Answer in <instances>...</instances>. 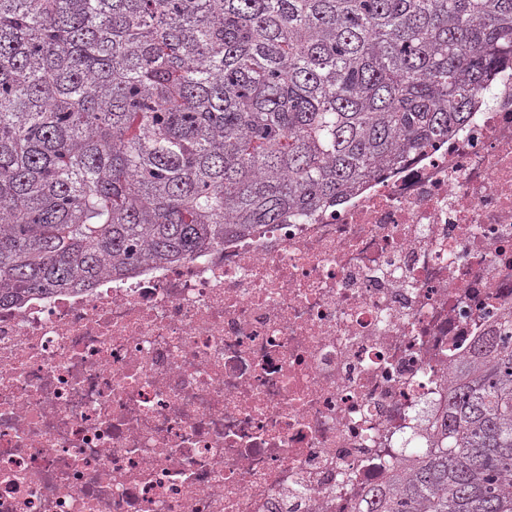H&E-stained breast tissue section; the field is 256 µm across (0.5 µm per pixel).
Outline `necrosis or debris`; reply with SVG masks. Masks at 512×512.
<instances>
[{"mask_svg": "<svg viewBox=\"0 0 512 512\" xmlns=\"http://www.w3.org/2000/svg\"><path fill=\"white\" fill-rule=\"evenodd\" d=\"M512 307V68L307 224L0 306V512H357Z\"/></svg>", "mask_w": 512, "mask_h": 512, "instance_id": "obj_1", "label": "necrosis or debris"}]
</instances>
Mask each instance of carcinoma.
<instances>
[{"label": "carcinoma", "instance_id": "1", "mask_svg": "<svg viewBox=\"0 0 512 512\" xmlns=\"http://www.w3.org/2000/svg\"><path fill=\"white\" fill-rule=\"evenodd\" d=\"M512 0H0V305L304 224L464 125ZM360 512H512V309Z\"/></svg>", "mask_w": 512, "mask_h": 512}]
</instances>
